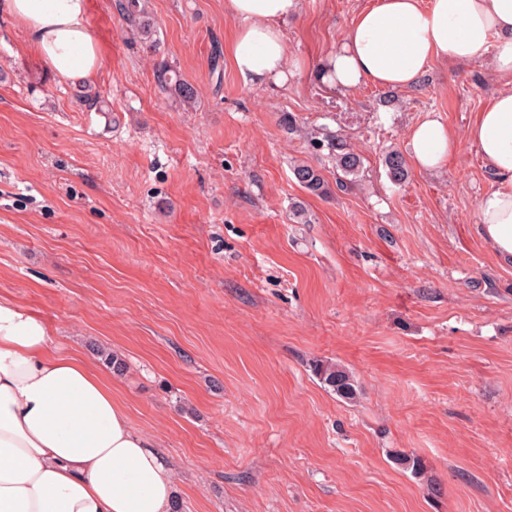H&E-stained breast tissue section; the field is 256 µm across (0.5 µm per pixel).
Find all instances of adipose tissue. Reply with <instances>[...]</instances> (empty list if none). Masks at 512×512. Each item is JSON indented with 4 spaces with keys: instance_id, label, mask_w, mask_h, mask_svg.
I'll return each instance as SVG.
<instances>
[{
    "instance_id": "ef3b65f1",
    "label": "adipose tissue",
    "mask_w": 512,
    "mask_h": 512,
    "mask_svg": "<svg viewBox=\"0 0 512 512\" xmlns=\"http://www.w3.org/2000/svg\"><path fill=\"white\" fill-rule=\"evenodd\" d=\"M300 0H224L240 26L234 69L256 85L287 82L282 29ZM90 0H0L28 44L62 82L91 83L102 46L88 21ZM484 61L500 89L456 135L429 116L410 132L416 168L435 170L461 142L480 153L495 185L478 201V227L512 262V0H376L357 13L339 45L322 58L323 84L407 89L435 61ZM37 315L0 299V512H170L171 471L133 427L111 385L77 357L52 353Z\"/></svg>"
}]
</instances>
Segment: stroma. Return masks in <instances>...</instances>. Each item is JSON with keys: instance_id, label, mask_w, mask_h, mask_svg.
<instances>
[{"instance_id": "stroma-1", "label": "stroma", "mask_w": 512, "mask_h": 512, "mask_svg": "<svg viewBox=\"0 0 512 512\" xmlns=\"http://www.w3.org/2000/svg\"><path fill=\"white\" fill-rule=\"evenodd\" d=\"M117 2L92 0L88 86L56 80L0 16V297L111 378L180 512H512V263L477 224L493 176L463 141L399 185L383 162L430 115L463 137L499 89L488 64L329 87L315 69L372 0H300L291 77L254 87L226 52L224 0H140L151 41ZM162 63L194 103L158 83ZM321 126L360 154L359 181L337 187ZM293 174L298 183L307 191L323 195L327 194V188L320 172L307 164H298L293 167ZM322 383L330 388L336 395L352 399L356 394L353 380L349 373L335 363L316 365Z\"/></svg>"}]
</instances>
